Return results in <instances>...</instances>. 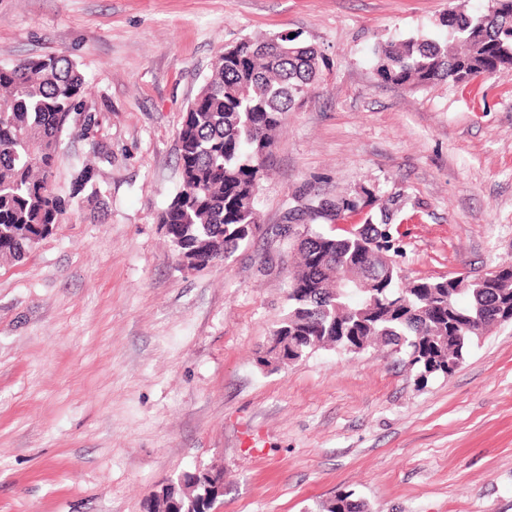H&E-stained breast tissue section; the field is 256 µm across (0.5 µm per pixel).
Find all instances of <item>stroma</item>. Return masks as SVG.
<instances>
[{
	"mask_svg": "<svg viewBox=\"0 0 512 512\" xmlns=\"http://www.w3.org/2000/svg\"><path fill=\"white\" fill-rule=\"evenodd\" d=\"M491 0H0V66L65 53L96 138L61 137L53 185L100 144L79 195L22 261L0 262V512H146L183 474H224L213 512H512V323L451 374L389 350L264 365L288 309L293 197L366 192L393 214L408 279L512 261V80L383 83L382 43L445 42L449 9ZM299 34L325 61L261 180V230L180 269L161 212L181 186L178 130L215 56ZM352 494H339L319 506L318 512H368L367 504L351 499Z\"/></svg>",
	"mask_w": 512,
	"mask_h": 512,
	"instance_id": "stroma-1",
	"label": "stroma"
}]
</instances>
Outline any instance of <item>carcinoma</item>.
<instances>
[{"mask_svg":"<svg viewBox=\"0 0 512 512\" xmlns=\"http://www.w3.org/2000/svg\"><path fill=\"white\" fill-rule=\"evenodd\" d=\"M482 15L453 10L443 18L448 41L408 38L375 52V70L399 88L446 78L462 88L478 78L512 75V0H491ZM322 55L280 35L243 40L224 49L178 130L182 184L160 216L184 270L228 258L260 229L255 196L271 167L284 116L302 106ZM84 79L64 53L0 66V259L22 260L61 223L71 200L98 196L96 159L73 175L71 192L52 188L62 133L82 104ZM370 196L336 201L303 198L288 210L278 235L294 250L288 312L273 331L269 353L295 348L392 347L421 377L450 374L475 340L494 327L492 308L512 309V263L487 275L402 277L389 252L387 224L374 223ZM360 223L346 233L320 221ZM194 473L157 495L148 512H209L210 499ZM319 512H368L339 494Z\"/></svg>","mask_w":512,"mask_h":512,"instance_id":"carcinoma-1","label":"carcinoma"}]
</instances>
